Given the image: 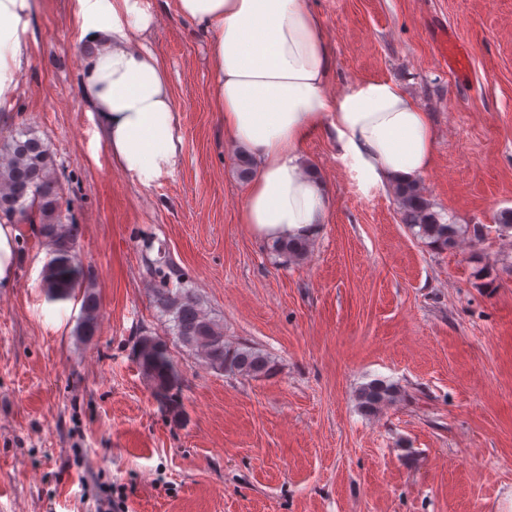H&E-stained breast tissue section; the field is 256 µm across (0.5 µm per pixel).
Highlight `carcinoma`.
<instances>
[{
    "instance_id": "1",
    "label": "carcinoma",
    "mask_w": 512,
    "mask_h": 512,
    "mask_svg": "<svg viewBox=\"0 0 512 512\" xmlns=\"http://www.w3.org/2000/svg\"><path fill=\"white\" fill-rule=\"evenodd\" d=\"M59 168L49 146L31 129L3 135L0 133V220L18 217L31 225L32 235L50 252L43 272V287L54 299H66L77 289H84L82 315L76 335L90 339L95 335L99 302L93 291L83 288L86 274L78 259L79 224L63 215V190ZM404 223L417 234L446 249L457 245L458 231L452 224L440 223L420 182L393 186ZM310 248L305 239L276 241L272 250L290 261L305 258ZM151 279H159L153 288L156 306L171 316L173 337L208 369L257 377L269 373L274 364L261 350L246 345H231L224 339V326L202 309L191 288L171 275L160 263L147 265ZM133 349L139 369L153 384L156 399L171 407L182 388L178 370L166 340L148 332L136 337ZM394 396L392 386L375 380L361 389L360 405L376 411Z\"/></svg>"
}]
</instances>
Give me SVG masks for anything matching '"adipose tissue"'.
I'll use <instances>...</instances> for the list:
<instances>
[{
    "label": "adipose tissue",
    "instance_id": "adipose-tissue-1",
    "mask_svg": "<svg viewBox=\"0 0 512 512\" xmlns=\"http://www.w3.org/2000/svg\"><path fill=\"white\" fill-rule=\"evenodd\" d=\"M32 0H0V97L28 55ZM179 14L210 32L213 104L224 137L257 172L239 211L261 239L313 238L329 220L325 182L302 157L327 129L339 158L370 188L420 180L436 136L429 115L386 79L329 92L333 59L311 0H178ZM79 39L90 46L80 95L95 112L113 162L152 187L172 175L184 136L168 71L144 40L156 23L149 0H75Z\"/></svg>",
    "mask_w": 512,
    "mask_h": 512
}]
</instances>
